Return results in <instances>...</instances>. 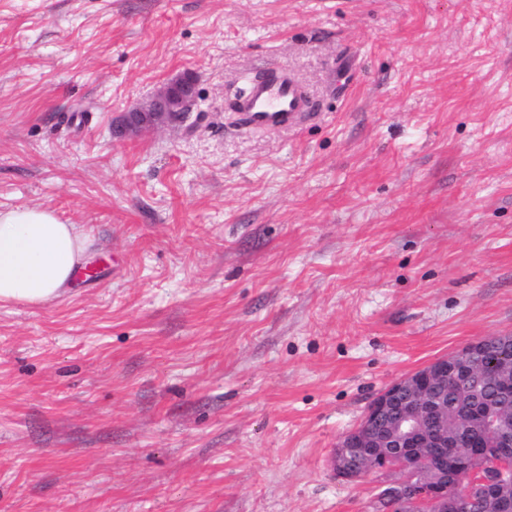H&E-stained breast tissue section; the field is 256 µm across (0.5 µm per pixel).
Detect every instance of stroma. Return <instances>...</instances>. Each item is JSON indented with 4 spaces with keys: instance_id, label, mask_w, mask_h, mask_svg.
Masks as SVG:
<instances>
[{
    "instance_id": "1",
    "label": "stroma",
    "mask_w": 512,
    "mask_h": 512,
    "mask_svg": "<svg viewBox=\"0 0 512 512\" xmlns=\"http://www.w3.org/2000/svg\"><path fill=\"white\" fill-rule=\"evenodd\" d=\"M317 116L248 132L268 65ZM181 122L115 119L183 73ZM94 276L0 304V512H373L384 388L512 334V0H0V209Z\"/></svg>"
}]
</instances>
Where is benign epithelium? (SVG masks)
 <instances>
[{"instance_id":"7a95c632","label":"benign epithelium","mask_w":512,"mask_h":512,"mask_svg":"<svg viewBox=\"0 0 512 512\" xmlns=\"http://www.w3.org/2000/svg\"><path fill=\"white\" fill-rule=\"evenodd\" d=\"M194 79L180 75L154 96L122 114L118 132L137 135L174 123L196 103ZM512 336L477 339L458 352L438 358L393 383L367 407L360 424L341 438L331 458L337 477L357 481L371 473L386 477L383 499L390 512H468L474 499L487 500L498 512H512V421L502 406H466L462 417L480 422L487 431L484 448L474 454L470 439L448 435V406L430 396V389L448 380L461 386L473 376L472 360L483 352L503 350ZM437 448L436 457L422 454ZM485 460L490 477L477 475L470 463ZM466 483V496L448 491V478Z\"/></svg>"}]
</instances>
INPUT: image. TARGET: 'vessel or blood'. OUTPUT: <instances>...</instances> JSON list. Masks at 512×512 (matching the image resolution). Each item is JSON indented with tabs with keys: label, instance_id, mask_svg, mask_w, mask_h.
I'll list each match as a JSON object with an SVG mask.
<instances>
[{
	"label": "vessel or blood",
	"instance_id": "vessel-or-blood-1",
	"mask_svg": "<svg viewBox=\"0 0 512 512\" xmlns=\"http://www.w3.org/2000/svg\"><path fill=\"white\" fill-rule=\"evenodd\" d=\"M234 108L240 124L252 131L287 129L312 117L303 87L287 71L274 67L264 68Z\"/></svg>",
	"mask_w": 512,
	"mask_h": 512
}]
</instances>
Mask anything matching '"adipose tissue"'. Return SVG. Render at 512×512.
I'll use <instances>...</instances> for the list:
<instances>
[{
  "mask_svg": "<svg viewBox=\"0 0 512 512\" xmlns=\"http://www.w3.org/2000/svg\"><path fill=\"white\" fill-rule=\"evenodd\" d=\"M89 239L54 210H0V302L42 304L62 294L85 265Z\"/></svg>",
  "mask_w": 512,
  "mask_h": 512,
  "instance_id": "obj_1",
  "label": "adipose tissue"
}]
</instances>
